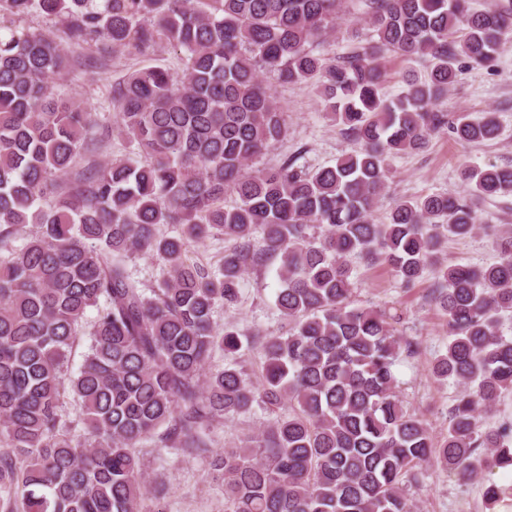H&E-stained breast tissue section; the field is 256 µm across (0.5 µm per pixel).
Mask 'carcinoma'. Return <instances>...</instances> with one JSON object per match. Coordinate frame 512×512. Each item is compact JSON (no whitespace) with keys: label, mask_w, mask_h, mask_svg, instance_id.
Instances as JSON below:
<instances>
[{"label":"carcinoma","mask_w":512,"mask_h":512,"mask_svg":"<svg viewBox=\"0 0 512 512\" xmlns=\"http://www.w3.org/2000/svg\"><path fill=\"white\" fill-rule=\"evenodd\" d=\"M372 44L343 57L314 53L346 0H0V509L4 512H141L138 445L208 452L209 427L254 402L276 414L244 445L210 465L224 475L231 512H415L405 488L439 465L471 482L512 467V422L483 423L512 390V228L488 265L447 264L443 245L479 228L460 197L400 200L389 222L372 213L387 159L424 149L449 130L462 145L491 140L490 116L437 109L462 64L486 65L512 32V6L473 10L468 0H366ZM114 53L160 46L182 68L138 69L112 96L134 149L100 159L112 125L61 96L55 80L83 64L51 33ZM384 53L427 57V80L408 73L388 100ZM314 79L325 111L360 142L333 166L252 168L287 133L262 80ZM475 198L512 195V168L466 166ZM236 197L224 205L226 192ZM36 230L14 245L19 230ZM178 229L164 235L160 227ZM233 239L211 273L188 244ZM136 255L159 259L149 290L128 271ZM353 257L388 264L405 288L434 274L448 344L432 364L459 387L448 432L429 426L397 394L393 370L413 343L400 317L352 304ZM278 263L275 305L288 333L259 337L261 381L230 365L203 375L213 353L233 356L240 333L213 320L237 302L248 267ZM91 343L80 369L69 355L86 313ZM86 415L71 434L64 397ZM512 487L484 486L492 510Z\"/></svg>","instance_id":"obj_1"}]
</instances>
